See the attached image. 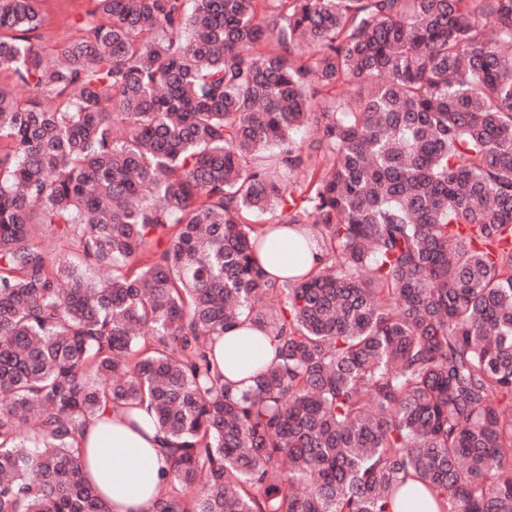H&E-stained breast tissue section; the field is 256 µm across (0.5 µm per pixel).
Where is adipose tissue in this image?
Segmentation results:
<instances>
[{
	"label": "adipose tissue",
	"mask_w": 512,
	"mask_h": 512,
	"mask_svg": "<svg viewBox=\"0 0 512 512\" xmlns=\"http://www.w3.org/2000/svg\"><path fill=\"white\" fill-rule=\"evenodd\" d=\"M263 268L274 275L291 268L307 271L316 263L299 252L288 230L269 234L260 253ZM275 346L264 331L241 322L217 339L215 355L221 373L236 384L270 363ZM163 436L155 427L133 428L123 411H100L84 428L79 454L86 477L97 486L113 512H152L160 476L168 467Z\"/></svg>",
	"instance_id": "obj_1"
}]
</instances>
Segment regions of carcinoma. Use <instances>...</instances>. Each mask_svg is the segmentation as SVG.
I'll return each mask as SVG.
<instances>
[{
	"mask_svg": "<svg viewBox=\"0 0 512 512\" xmlns=\"http://www.w3.org/2000/svg\"><path fill=\"white\" fill-rule=\"evenodd\" d=\"M39 2L0 0V512H111L103 408L165 435L153 512H512V0H92L51 66ZM276 229L318 265L267 273ZM274 354V343L265 332L243 321L225 330L215 344L219 369L233 384H239L259 367L269 364ZM406 489H408V493L412 496L411 502L407 507L401 508L397 501L396 508L399 507L395 512H438L435 502L421 484L408 481Z\"/></svg>",
	"mask_w": 512,
	"mask_h": 512,
	"instance_id": "1",
	"label": "carcinoma"
}]
</instances>
